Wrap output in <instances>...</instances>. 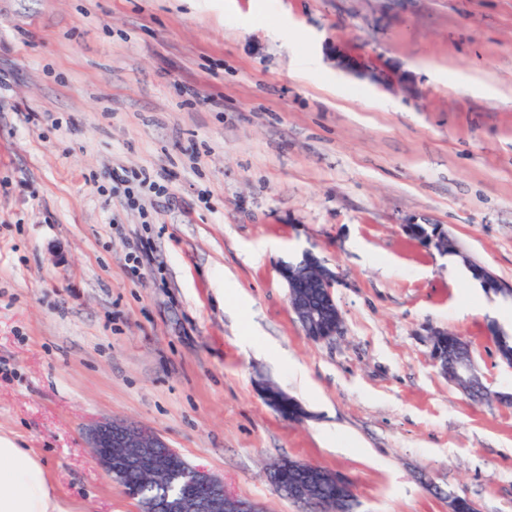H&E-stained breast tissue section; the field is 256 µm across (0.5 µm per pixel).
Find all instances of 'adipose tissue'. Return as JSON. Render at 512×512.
Returning a JSON list of instances; mask_svg holds the SVG:
<instances>
[{
  "mask_svg": "<svg viewBox=\"0 0 512 512\" xmlns=\"http://www.w3.org/2000/svg\"><path fill=\"white\" fill-rule=\"evenodd\" d=\"M0 512H69L38 454L1 435Z\"/></svg>",
  "mask_w": 512,
  "mask_h": 512,
  "instance_id": "ef3b65f1",
  "label": "adipose tissue"
}]
</instances>
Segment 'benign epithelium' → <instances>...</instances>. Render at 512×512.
I'll return each mask as SVG.
<instances>
[{"label":"benign epithelium","mask_w":512,"mask_h":512,"mask_svg":"<svg viewBox=\"0 0 512 512\" xmlns=\"http://www.w3.org/2000/svg\"><path fill=\"white\" fill-rule=\"evenodd\" d=\"M408 231L439 247L448 244V235L439 230L429 235L419 226L411 224ZM300 266L315 270V275L307 277L297 267L290 265L281 269L288 288L290 307L306 336H314L320 341L330 340L340 334L342 329V317L335 293L339 285L338 277L312 252L305 254ZM432 357L441 373L459 388L467 391L478 388L482 395L489 394V389L476 381L474 362L470 357H463L451 372L442 355L441 344H432ZM87 440L97 462L120 485L125 480V471L119 467L121 463H131L145 474L158 468L166 475L170 473L168 456L161 452L168 444L160 435L140 425L123 420L101 419L89 427ZM303 467L308 477L295 492L293 500L305 506L309 512H322L321 501L310 491L319 482L321 475L307 463ZM192 476L197 484L207 489V493L157 498L152 501L149 512H218V503L225 499L233 504L231 512H262V507L257 503L228 496L224 491V481L204 468L193 467Z\"/></svg>","instance_id":"1"}]
</instances>
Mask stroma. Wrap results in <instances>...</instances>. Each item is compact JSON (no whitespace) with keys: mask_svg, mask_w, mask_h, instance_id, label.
I'll use <instances>...</instances> for the list:
<instances>
[{"mask_svg":"<svg viewBox=\"0 0 512 512\" xmlns=\"http://www.w3.org/2000/svg\"><path fill=\"white\" fill-rule=\"evenodd\" d=\"M4 72L0 434L70 512H138L86 446L103 418L264 512H303L267 477L285 457L354 512H512V403L428 342L463 336L512 395V306L461 276L512 286V0H0ZM307 251L341 280L319 343L280 273ZM431 352L435 365L439 367L441 373L449 377L459 388L465 389L466 391L479 388L482 396L489 394V389L482 382L476 383L475 379L477 375L473 368L475 363L473 359L471 361L469 356H464L455 366L454 370L448 374V362L444 360V356L442 355L441 344L436 342L432 344Z\"/></svg>","mask_w":512,"mask_h":512,"instance_id":"1","label":"stroma"}]
</instances>
